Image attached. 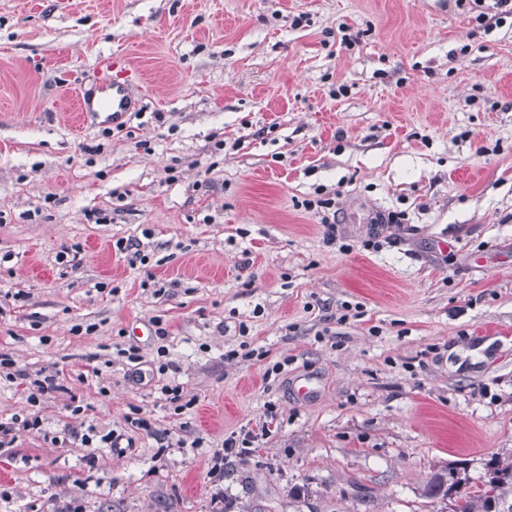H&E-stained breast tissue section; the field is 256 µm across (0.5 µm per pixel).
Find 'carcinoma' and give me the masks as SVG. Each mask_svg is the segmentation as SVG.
<instances>
[{
    "mask_svg": "<svg viewBox=\"0 0 512 512\" xmlns=\"http://www.w3.org/2000/svg\"><path fill=\"white\" fill-rule=\"evenodd\" d=\"M485 469L487 480L474 487L466 468L446 467L431 478L427 495L451 500V512H512V461L493 456Z\"/></svg>",
    "mask_w": 512,
    "mask_h": 512,
    "instance_id": "cac0c4a2",
    "label": "carcinoma"
}]
</instances>
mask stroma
I'll list each match as a JSON object with an SVG mask.
<instances>
[{
	"label": "stroma",
	"instance_id": "stroma-1",
	"mask_svg": "<svg viewBox=\"0 0 512 512\" xmlns=\"http://www.w3.org/2000/svg\"><path fill=\"white\" fill-rule=\"evenodd\" d=\"M109 53L139 102L74 129ZM319 198L335 225L305 208ZM0 354V422L42 421L0 447V512H449L425 495L440 467L478 485L512 456V18L0 0ZM91 426L132 445L68 440ZM244 429L253 452L214 482L209 457Z\"/></svg>",
	"mask_w": 512,
	"mask_h": 512
}]
</instances>
